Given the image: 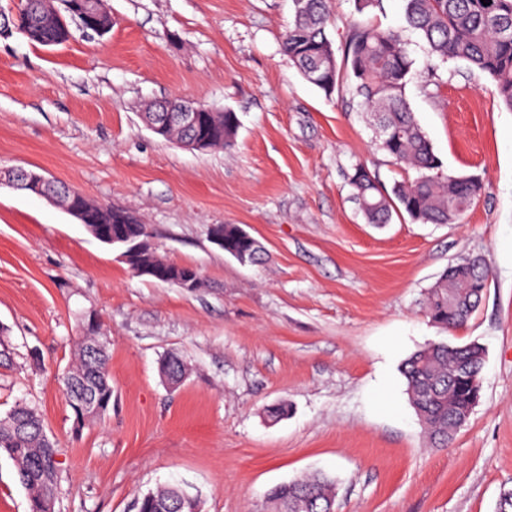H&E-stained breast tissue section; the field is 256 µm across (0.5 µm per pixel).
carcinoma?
Masks as SVG:
<instances>
[{
    "mask_svg": "<svg viewBox=\"0 0 512 512\" xmlns=\"http://www.w3.org/2000/svg\"><path fill=\"white\" fill-rule=\"evenodd\" d=\"M407 26L418 32L430 55L442 62L462 60L489 77L499 103L512 111V0H404ZM326 0H301L294 7V21L283 48L301 74L329 96L340 81H350L352 92L378 116L376 146L397 166L417 173L411 181L394 183L383 191L370 171L353 167L349 183L353 198L368 223L386 224L392 213L406 214L422 224H453L481 192L472 176L441 175L440 161L417 122L406 99V86L414 65L407 42L398 30L384 29L367 20H355L347 37V53L338 65L332 41L326 33ZM21 33L31 42L49 47L69 42V36L52 24L29 26ZM185 100L177 97L145 106L150 119L164 106L178 109ZM239 128L236 113H224V125L212 130L211 148L231 144ZM107 224H123L133 233L149 232L148 225L128 212L103 208ZM224 252L264 259L258 249L241 238L233 224L224 225ZM479 299L467 280H448L443 271L427 293L425 312L430 320L448 330L468 322ZM97 337L84 341L72 369L62 376L70 407L75 391L83 385L96 388L103 409L112 400V378L108 352L87 353ZM484 364L470 344L451 346L429 343L408 357L401 367L411 404L428 441L435 447L448 446L455 437L448 414L464 413L471 406L470 377H480ZM12 460L19 483L29 497L30 512L56 499L59 471L55 466L56 445L44 432L35 408L20 402L0 417V455ZM334 482L326 475H312L281 484L268 494L270 512H329L334 508ZM138 512H189L190 504L177 499L176 487L166 486L138 498Z\"/></svg>",
    "mask_w": 512,
    "mask_h": 512,
    "instance_id": "cac0c4a2",
    "label": "carcinoma"
}]
</instances>
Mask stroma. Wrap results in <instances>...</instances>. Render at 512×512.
<instances>
[{"label": "stroma", "mask_w": 512, "mask_h": 512, "mask_svg": "<svg viewBox=\"0 0 512 512\" xmlns=\"http://www.w3.org/2000/svg\"><path fill=\"white\" fill-rule=\"evenodd\" d=\"M113 25L44 47L0 37V167L40 169L147 224L157 252L196 268L186 291L133 274L60 206L0 187V416L35 406L57 443L55 512H136L178 484L202 512H268L274 486L336 480V512H496L512 488V112L466 63L429 71L402 0L374 22L415 61L406 97L442 161L480 197L453 224L366 223L348 175L415 178L375 146L348 85L332 96L283 50L292 0H104ZM236 112L231 146L191 150L149 130L151 100ZM236 224L265 248L243 265L209 239ZM479 255L478 310L447 331L424 312L450 265ZM95 317L112 402L77 425L61 377ZM476 342L480 398L446 448L425 439L400 372L420 347ZM186 366L176 387L164 356ZM289 413L272 422L269 406Z\"/></svg>", "instance_id": "35a3bbf8"}]
</instances>
